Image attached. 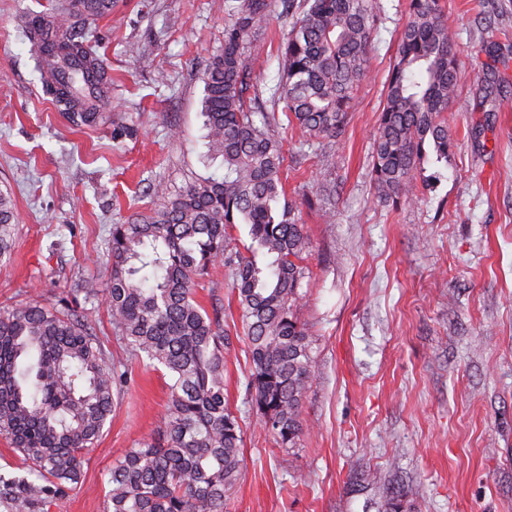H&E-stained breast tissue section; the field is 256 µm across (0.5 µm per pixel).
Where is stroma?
<instances>
[{
    "label": "stroma",
    "mask_w": 512,
    "mask_h": 512,
    "mask_svg": "<svg viewBox=\"0 0 512 512\" xmlns=\"http://www.w3.org/2000/svg\"><path fill=\"white\" fill-rule=\"evenodd\" d=\"M69 2L0 0V190L16 214L12 250L0 258V310L76 298L110 360L127 369L80 484L49 509L103 512L113 464L161 433L168 401L162 371L113 333L103 294L112 227L154 214L152 183L175 195L223 176L207 158L201 101L226 16L224 0H113L111 15L87 26L112 97L99 123L75 126L46 92L25 28ZM383 3L342 135L310 144L287 120L268 129L283 144L310 270L296 310L313 361L297 447H280L250 408L251 361L226 268L195 288L229 338L224 396L242 428L241 475L224 512H386L399 494L411 512H512V0H442L471 107L449 108L453 152L422 164L410 204L381 202L371 179L408 12V0ZM291 22L285 0H272L258 50L245 53L265 110ZM85 281L98 294L73 296Z\"/></svg>",
    "instance_id": "stroma-1"
}]
</instances>
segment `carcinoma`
I'll return each instance as SVG.
<instances>
[{
    "instance_id": "cac0c4a2",
    "label": "carcinoma",
    "mask_w": 512,
    "mask_h": 512,
    "mask_svg": "<svg viewBox=\"0 0 512 512\" xmlns=\"http://www.w3.org/2000/svg\"><path fill=\"white\" fill-rule=\"evenodd\" d=\"M284 44L282 76L270 102L310 139L344 131L366 75L382 0H300ZM271 0H224V51L203 75L210 151L224 176L191 183L175 198L158 181L154 215L112 225L105 302L115 333L136 357L169 376L165 426L112 466L106 512H222L239 479L242 433L224 397L228 337L193 296L195 278L222 264L234 283L252 362V411L283 448L303 434L302 400L312 377L309 342L295 311L309 277L303 225L286 199L282 143L256 111L242 50L268 20ZM112 0H72L57 23L70 55L98 63L73 19L93 20ZM458 56L440 0H409L386 80L372 146V176L383 202L411 201L420 161L448 160L454 142L444 112L458 102ZM75 125L102 120L84 88L46 86ZM15 210L0 191V258L10 253ZM248 226L250 245L228 249V230ZM125 372L111 362L84 317L66 306L30 302L0 312V435L29 463L0 473V487L28 512L75 489L83 453L102 436Z\"/></svg>"
}]
</instances>
